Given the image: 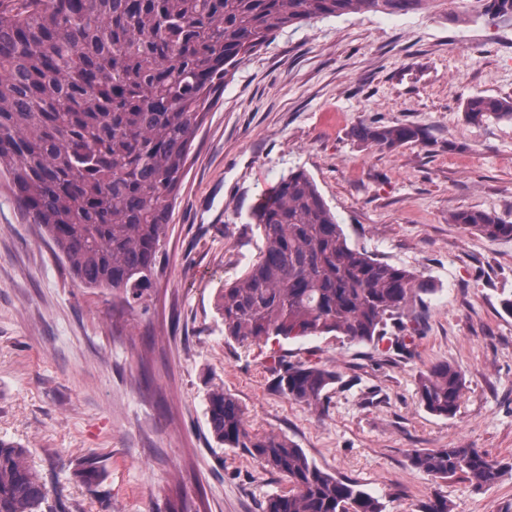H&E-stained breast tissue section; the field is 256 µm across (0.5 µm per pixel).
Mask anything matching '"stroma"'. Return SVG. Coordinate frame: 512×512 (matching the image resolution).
I'll use <instances>...</instances> for the list:
<instances>
[{"label":"stroma","instance_id":"obj_1","mask_svg":"<svg viewBox=\"0 0 512 512\" xmlns=\"http://www.w3.org/2000/svg\"><path fill=\"white\" fill-rule=\"evenodd\" d=\"M474 96L512 98V22L467 0L402 15L348 13L276 32L235 71L193 144L146 309L72 280L0 178V439L30 451L50 512H262L285 479L219 445L216 386L250 429L290 439L321 469L363 485L385 512H499L512 468L479 490L415 469V448L471 447L512 465V239L450 223L482 210L512 222V121L468 122ZM406 123L425 141L380 149L360 125ZM306 171L351 246L419 274L405 348L323 336L242 346L216 313L225 282L256 259L261 194ZM445 361L463 375L454 416L420 404L417 382ZM338 379L323 403L276 390L288 363Z\"/></svg>","mask_w":512,"mask_h":512}]
</instances>
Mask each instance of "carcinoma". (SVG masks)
<instances>
[{
  "label": "carcinoma",
  "instance_id": "obj_1",
  "mask_svg": "<svg viewBox=\"0 0 512 512\" xmlns=\"http://www.w3.org/2000/svg\"><path fill=\"white\" fill-rule=\"evenodd\" d=\"M430 0H0V177L24 217L65 258L74 281L144 306L164 261L186 161L203 119L236 68L278 30L315 17L407 14ZM479 18L512 21V0H473ZM472 123L512 121V98L466 101ZM379 148L424 139L408 124L357 128ZM263 247L224 284L216 310L224 337L240 344L337 333L352 342H394L415 329L403 315L431 292L412 271L352 247L311 177L280 178L252 211ZM452 222L489 239L512 224L484 211ZM336 372L286 366L277 387L296 402L322 401ZM432 414L456 413L461 372L446 361L418 379ZM215 440L241 448L288 481L262 512H384L361 485L320 469L286 437L248 428L239 401L207 396ZM411 465L446 480L462 474L495 485L509 464L478 448L414 449ZM46 488L27 450L0 439V512H43ZM420 512H449L435 494Z\"/></svg>",
  "mask_w": 512,
  "mask_h": 512
}]
</instances>
